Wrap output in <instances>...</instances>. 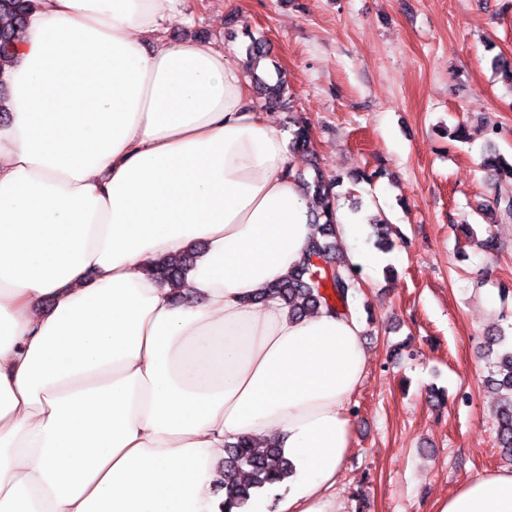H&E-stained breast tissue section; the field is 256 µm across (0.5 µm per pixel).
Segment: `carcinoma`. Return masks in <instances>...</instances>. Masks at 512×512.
<instances>
[{"label": "carcinoma", "mask_w": 512, "mask_h": 512, "mask_svg": "<svg viewBox=\"0 0 512 512\" xmlns=\"http://www.w3.org/2000/svg\"><path fill=\"white\" fill-rule=\"evenodd\" d=\"M37 9V0H0V87L6 80V68L11 63L15 46L21 41L24 29ZM247 67L255 91L265 104L287 108V83L277 76L273 83L261 78L256 70L270 57L266 40L251 31L244 32ZM291 124L289 149L297 153L309 151L310 123L288 120ZM480 166L492 172L498 187H512V159L491 148L483 155ZM312 179L294 173V180L302 184L307 194L320 203L314 214V234L304 256L287 278L271 285L268 295L279 298L289 310L302 316L325 306L340 314L350 312L360 288L361 269L350 264L336 239L335 211L338 195L335 188L342 176H327L319 167L313 168ZM191 257L184 254L177 259L160 260L154 273L160 282L179 296L190 267ZM487 355L495 357L489 379L498 391L495 409L496 438L504 454L512 457V342L503 333H491L484 338ZM292 463L282 449L270 446L262 450L248 439H242L224 448V512L244 507L257 489L273 486L286 479Z\"/></svg>", "instance_id": "1"}]
</instances>
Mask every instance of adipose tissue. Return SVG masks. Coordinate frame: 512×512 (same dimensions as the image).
<instances>
[{"mask_svg":"<svg viewBox=\"0 0 512 512\" xmlns=\"http://www.w3.org/2000/svg\"><path fill=\"white\" fill-rule=\"evenodd\" d=\"M183 0H39L0 124V512H224V447L294 465L245 512H342L356 315L265 292L314 232L288 141ZM204 249L176 302L153 267ZM438 512H512V472Z\"/></svg>","mask_w":512,"mask_h":512,"instance_id":"adipose-tissue-1","label":"adipose tissue"}]
</instances>
